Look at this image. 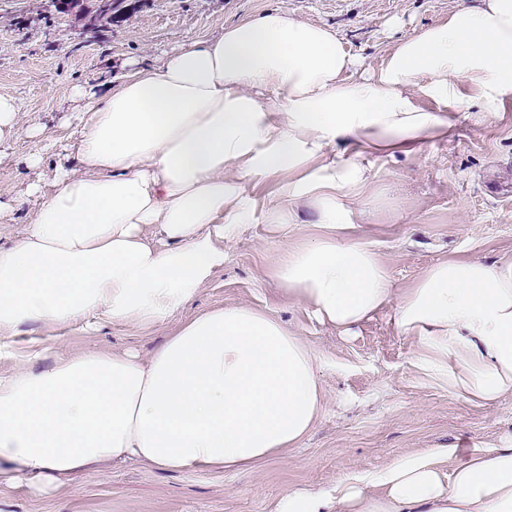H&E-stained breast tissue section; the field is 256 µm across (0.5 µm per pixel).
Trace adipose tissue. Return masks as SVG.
I'll return each mask as SVG.
<instances>
[{
    "instance_id": "ef3b65f1",
    "label": "adipose tissue",
    "mask_w": 512,
    "mask_h": 512,
    "mask_svg": "<svg viewBox=\"0 0 512 512\" xmlns=\"http://www.w3.org/2000/svg\"><path fill=\"white\" fill-rule=\"evenodd\" d=\"M332 28L268 11L77 90L78 166L60 169L21 236L0 246V485L69 486L129 459L251 470L297 447L325 409L316 355L248 305L180 323L149 358L60 354L13 338L104 324L145 329L192 300L250 224L315 214L318 235L275 254L281 292L339 332L392 308L421 363L477 405L512 394V255L448 259L410 287L351 232L354 201L399 156L454 134L475 86L512 96V0H461L361 78ZM430 107H423V100ZM279 184L261 197L249 184ZM274 512H512V434L470 438L285 493Z\"/></svg>"
}]
</instances>
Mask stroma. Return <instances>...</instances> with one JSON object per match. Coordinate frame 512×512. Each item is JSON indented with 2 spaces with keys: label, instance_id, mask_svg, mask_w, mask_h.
I'll return each mask as SVG.
<instances>
[{
  "label": "stroma",
  "instance_id": "stroma-1",
  "mask_svg": "<svg viewBox=\"0 0 512 512\" xmlns=\"http://www.w3.org/2000/svg\"><path fill=\"white\" fill-rule=\"evenodd\" d=\"M458 0H152L141 12L98 33L83 30L94 0L72 13L51 0H0V94L18 103L16 135L0 145V245L18 236L38 207L31 183L51 192L60 167L72 166L75 121L83 102L75 86L106 91L116 67L145 66L160 51L218 34L278 8L327 25L366 69L377 68L395 41L446 18ZM54 147L40 166L29 163L45 142ZM390 196L365 212L356 235L389 267L394 285L408 287L428 266L451 257L491 262L512 254V98L496 116L471 104L455 136L423 152L395 159L379 173ZM312 224L279 233L249 225L224 247V264L196 299L174 317L138 331L104 326L46 336L40 325L14 339L24 352L34 337L54 349L134 351L148 356L178 322L199 311L249 304L266 309L314 349L327 409L299 447L250 473L179 472L134 463L75 477L62 490L0 487V512H272L288 490L321 487L353 471L381 469L421 448L458 436L492 441L512 433V395L476 405L459 398L445 375L424 368L413 341L402 336L391 311L343 336L288 301L270 278V258L316 235Z\"/></svg>",
  "mask_w": 512,
  "mask_h": 512
}]
</instances>
